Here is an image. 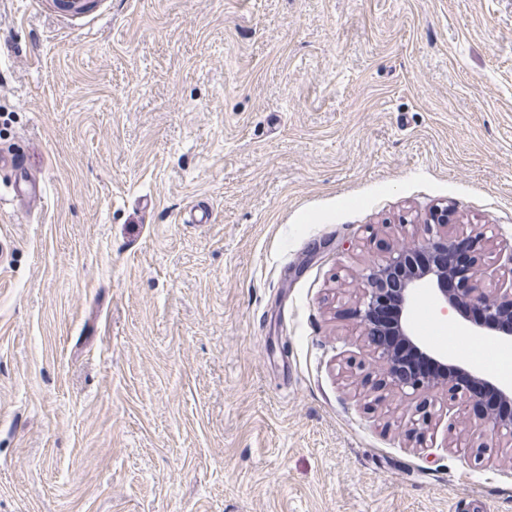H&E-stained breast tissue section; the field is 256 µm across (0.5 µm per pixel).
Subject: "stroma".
I'll return each instance as SVG.
<instances>
[{
	"label": "stroma",
	"mask_w": 512,
	"mask_h": 512,
	"mask_svg": "<svg viewBox=\"0 0 512 512\" xmlns=\"http://www.w3.org/2000/svg\"><path fill=\"white\" fill-rule=\"evenodd\" d=\"M17 146L43 196L0 208V512H512V450L370 404L346 312L435 206L503 269L512 0H0Z\"/></svg>",
	"instance_id": "1"
}]
</instances>
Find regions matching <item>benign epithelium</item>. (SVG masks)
<instances>
[{
	"label": "benign epithelium",
	"instance_id": "7a95c632",
	"mask_svg": "<svg viewBox=\"0 0 512 512\" xmlns=\"http://www.w3.org/2000/svg\"><path fill=\"white\" fill-rule=\"evenodd\" d=\"M428 236L403 238L380 259L370 260L363 269V288L351 308L363 328V338L372 356L371 365L350 363L360 385L383 400L388 393L430 394L448 401L447 445L453 444L457 427L467 432L465 446L482 453L490 445L512 446V418L489 414L482 398L471 392L467 381L482 383L487 393L512 402V387L493 383L478 371L448 362V356L426 343L413 330L409 316L426 296L460 314L479 311L480 323L470 322L473 333L494 340L512 342V280L477 267L478 260L493 244L494 229L488 224L470 226L465 240L470 244V264L453 290L445 288L448 269L435 263L418 265L423 254L434 258L451 252L458 238L446 231L451 215L435 208L423 219ZM433 401L416 404L415 427L411 434L422 444L433 420Z\"/></svg>",
	"mask_w": 512,
	"mask_h": 512
}]
</instances>
